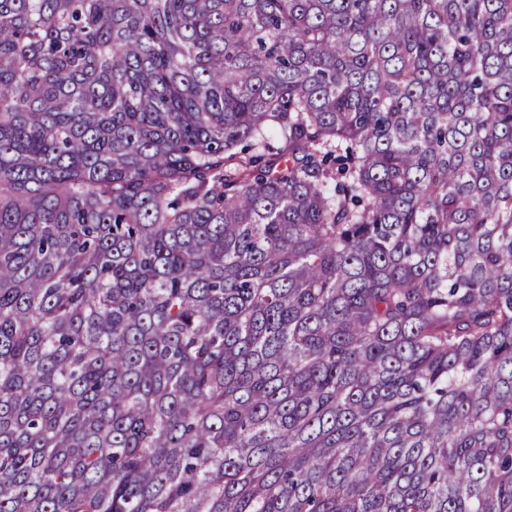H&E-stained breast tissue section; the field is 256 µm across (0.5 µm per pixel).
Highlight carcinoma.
<instances>
[{
    "mask_svg": "<svg viewBox=\"0 0 512 512\" xmlns=\"http://www.w3.org/2000/svg\"><path fill=\"white\" fill-rule=\"evenodd\" d=\"M0 512H512V0H0Z\"/></svg>",
    "mask_w": 512,
    "mask_h": 512,
    "instance_id": "cac0c4a2",
    "label": "carcinoma"
}]
</instances>
